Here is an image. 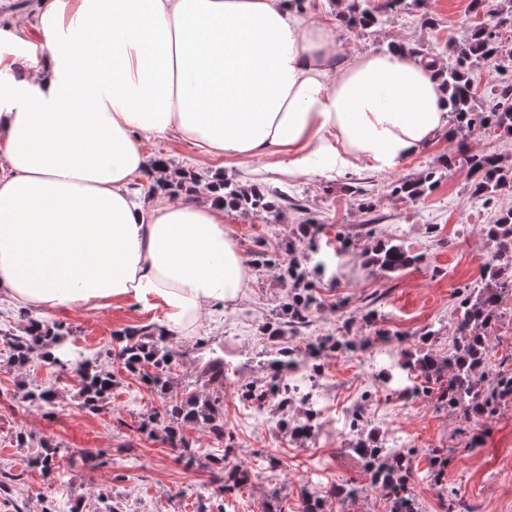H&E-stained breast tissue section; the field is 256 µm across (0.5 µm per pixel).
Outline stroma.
Returning a JSON list of instances; mask_svg holds the SVG:
<instances>
[{
  "label": "stroma",
  "instance_id": "1",
  "mask_svg": "<svg viewBox=\"0 0 512 512\" xmlns=\"http://www.w3.org/2000/svg\"><path fill=\"white\" fill-rule=\"evenodd\" d=\"M470 0H426L418 9L405 0L391 21L364 32L345 25L335 0H307L306 13L327 24L344 54L351 57L377 52L394 42L444 51L468 35L478 17ZM149 156L162 155L172 167L195 174L190 192H201L212 169L194 165L196 150L175 137L143 144ZM453 146L440 136L405 161L397 171L383 174L355 168L340 174L299 176L279 158L252 161L228 159L224 178L241 185H256L283 192V219L225 210L224 224L235 238L252 278L238 300L225 306L220 320L205 317L198 335L177 339L173 379L167 392L144 385L127 372L112 353L117 331L156 323L160 313L136 304L113 303L101 308L56 314L55 322L69 332V345L85 356L100 359L114 374L116 385L105 409L82 408L74 374L37 361L17 369L9 366L7 346L0 344V471L15 479L0 490V512H42L55 504L62 512H197L200 504H223L224 512H300L304 497H320L325 512H382L381 495L366 493L357 501L328 497L337 484L364 482L359 459L337 455L324 435L302 444L281 431L275 404H266L260 419H253L241 402L239 386L261 382L266 376L265 353L271 343L264 335L267 323L281 318L290 286L278 269L258 266L255 253L273 258L286 254V245L298 224L311 219L322 224L321 257L324 274L313 282L324 301L306 323L282 337V345L300 349L309 336H348L352 349L324 351L319 363L330 400L337 414L336 430L352 436V422L386 440L400 437L412 442V489L422 512H444L437 493L424 479L434 449L448 458L444 482L456 493L454 512H512V404L494 418L470 427L435 402L409 403L392 389H379L377 377L386 368L383 355L366 358L361 344L375 329L400 337V350H413L426 330H436L431 350L447 354L454 336L459 291L481 284V272L490 245L480 233L502 208L512 207V191H505L481 206L470 198L471 177L462 165L445 166ZM434 173L437 182L423 198L413 201L392 192L397 181ZM301 211H294V204ZM379 240L403 244L421 254L416 266L396 274L372 272L364 265V251ZM374 321H367V313ZM206 349H199L198 340ZM222 356L229 374L221 394L224 426L234 437L232 454L247 462L253 476L237 495L221 497L219 484L206 456L186 464L162 431L141 432L147 416L171 400L205 391L201 376L210 355ZM58 390L53 414L22 402L26 390L39 385ZM26 443H18L17 432ZM60 449L59 468L47 477L29 467L41 440ZM100 455L102 466L74 467L70 456ZM277 467H270V459Z\"/></svg>",
  "mask_w": 512,
  "mask_h": 512
}]
</instances>
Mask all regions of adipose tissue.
<instances>
[{
	"label": "adipose tissue",
	"mask_w": 512,
	"mask_h": 512,
	"mask_svg": "<svg viewBox=\"0 0 512 512\" xmlns=\"http://www.w3.org/2000/svg\"><path fill=\"white\" fill-rule=\"evenodd\" d=\"M38 56L0 32V296L50 315L126 301L195 330L250 273L209 200H174L143 141L298 175L395 171L448 125L432 67L394 43L340 58L294 0H37ZM152 174L155 200L131 191Z\"/></svg>",
	"instance_id": "adipose-tissue-1"
}]
</instances>
